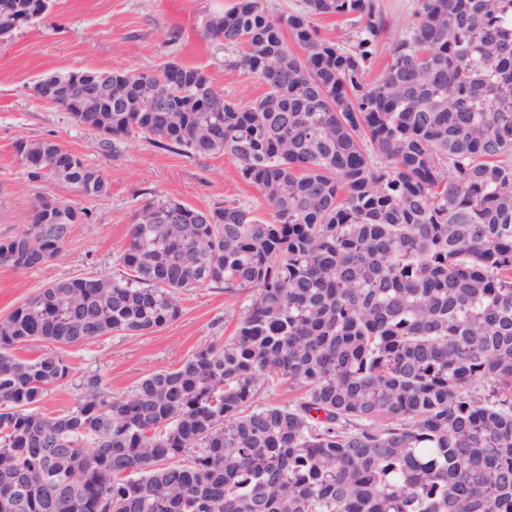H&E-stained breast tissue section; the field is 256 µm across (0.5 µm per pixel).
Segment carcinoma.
I'll return each instance as SVG.
<instances>
[{"label":"carcinoma","instance_id":"carcinoma-1","mask_svg":"<svg viewBox=\"0 0 512 512\" xmlns=\"http://www.w3.org/2000/svg\"><path fill=\"white\" fill-rule=\"evenodd\" d=\"M47 9L0 0V39ZM322 16L362 21L352 48L320 37ZM204 31L245 47L266 87L249 107L175 59L113 71L102 112L73 111L70 72L35 96L114 154L141 134L230 157L272 219L146 197L119 271L54 280L0 318V512H512V0H419L371 82L376 0L280 17L236 0ZM17 152L34 179L109 192L53 140ZM88 216L37 199L0 265L49 263ZM204 285L256 291L234 336L128 396L90 375L73 409L39 410L72 367L16 350L158 332ZM275 381L294 399L255 404Z\"/></svg>","mask_w":512,"mask_h":512}]
</instances>
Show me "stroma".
Listing matches in <instances>:
<instances>
[{
    "mask_svg": "<svg viewBox=\"0 0 512 512\" xmlns=\"http://www.w3.org/2000/svg\"><path fill=\"white\" fill-rule=\"evenodd\" d=\"M234 0H51L42 16L0 40V240L29 224L36 197L75 200L67 184L45 176L32 179L15 150L19 140L46 138L100 167L107 195L86 200L90 217L74 225L61 253L37 269L0 266V318L51 280L118 270L133 217L145 195L172 198L199 209L243 206L270 218L258 188L246 182L227 156L192 157L167 150L139 135L124 139L117 153L100 147L98 134L79 126L69 112L39 101L33 85L44 75L90 68L148 70L175 59L205 70L227 99L245 107L265 87L237 66L239 48L207 39L203 22ZM385 23L367 67L377 80L392 48L410 23L418 0H377ZM253 291L234 294L207 286L181 297V314L161 331L145 336H105L62 347L70 376L45 394L44 413L74 408L84 376L99 375L104 390L120 398L147 375L180 365L205 345L232 336Z\"/></svg>",
    "mask_w": 512,
    "mask_h": 512,
    "instance_id": "stroma-1",
    "label": "stroma"
}]
</instances>
